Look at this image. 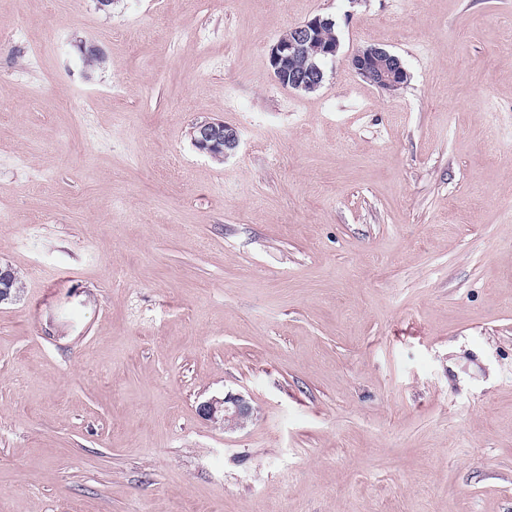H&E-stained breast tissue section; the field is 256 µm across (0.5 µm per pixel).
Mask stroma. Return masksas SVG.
Segmentation results:
<instances>
[{
    "label": "stroma",
    "mask_w": 512,
    "mask_h": 512,
    "mask_svg": "<svg viewBox=\"0 0 512 512\" xmlns=\"http://www.w3.org/2000/svg\"><path fill=\"white\" fill-rule=\"evenodd\" d=\"M318 14L406 85L277 86ZM20 27L0 512H512V0H0ZM228 392L245 428L198 413ZM193 144L199 151L211 156L234 149L239 143V132L222 121H201L192 127Z\"/></svg>",
    "instance_id": "35a3bbf8"
}]
</instances>
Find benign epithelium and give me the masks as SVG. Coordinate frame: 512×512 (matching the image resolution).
Returning a JSON list of instances; mask_svg holds the SVG:
<instances>
[{"label": "benign epithelium", "mask_w": 512, "mask_h": 512, "mask_svg": "<svg viewBox=\"0 0 512 512\" xmlns=\"http://www.w3.org/2000/svg\"><path fill=\"white\" fill-rule=\"evenodd\" d=\"M335 25L330 17L315 15L292 26L270 49L269 62L276 82L285 89L315 91L324 82V69L306 65L309 53L335 61L340 55V40L322 39L324 28ZM347 65L369 84L386 91L401 88L408 73L401 58L377 46L362 47L344 57ZM193 144L211 156L235 148L239 143L236 128L222 121H201L192 127ZM200 416L226 429L242 428L253 416L250 403L239 394L211 398L199 406Z\"/></svg>", "instance_id": "1"}]
</instances>
